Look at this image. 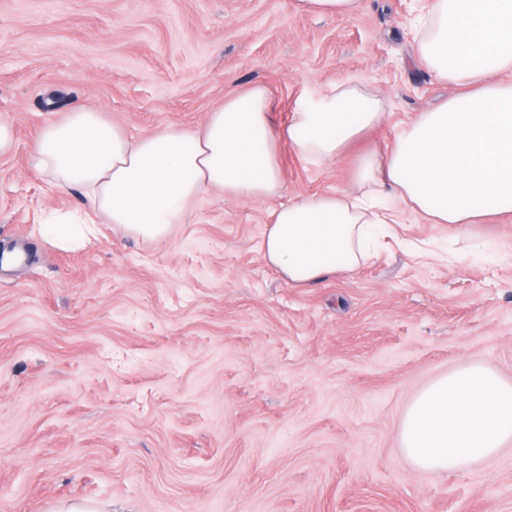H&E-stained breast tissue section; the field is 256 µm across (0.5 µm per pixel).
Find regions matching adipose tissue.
I'll use <instances>...</instances> for the list:
<instances>
[{
  "label": "adipose tissue",
  "mask_w": 512,
  "mask_h": 512,
  "mask_svg": "<svg viewBox=\"0 0 512 512\" xmlns=\"http://www.w3.org/2000/svg\"><path fill=\"white\" fill-rule=\"evenodd\" d=\"M411 28L419 58L454 91L399 127L391 144L370 147L354 191L278 202L281 144L332 161L385 121L384 100L349 79L279 128L263 85L226 96L200 127L171 124L135 139L103 110L78 107L40 128L30 162L48 185L79 191L85 203L43 213L41 233L71 249L109 224L160 244L210 192L274 200L265 259L289 286L305 288L358 269L404 210L463 232L512 215V0H426ZM511 441L512 382L471 362L419 391L401 427L405 458L425 471L468 470Z\"/></svg>",
  "instance_id": "ef3b65f1"
}]
</instances>
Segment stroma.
<instances>
[{
	"label": "stroma",
	"mask_w": 512,
	"mask_h": 512,
	"mask_svg": "<svg viewBox=\"0 0 512 512\" xmlns=\"http://www.w3.org/2000/svg\"><path fill=\"white\" fill-rule=\"evenodd\" d=\"M411 0L317 15L296 0H0V512H512V445L466 473L414 469V396L464 362L512 381V217L405 214L357 271L292 288L264 259L269 204L214 193L169 240L38 230L82 205L28 163L41 126L97 106L131 136L199 126L262 84L272 119L341 78L387 124L336 161L282 148L286 196L346 189L363 151L447 98ZM426 241L421 258L408 244Z\"/></svg>",
	"instance_id": "stroma-1"
}]
</instances>
